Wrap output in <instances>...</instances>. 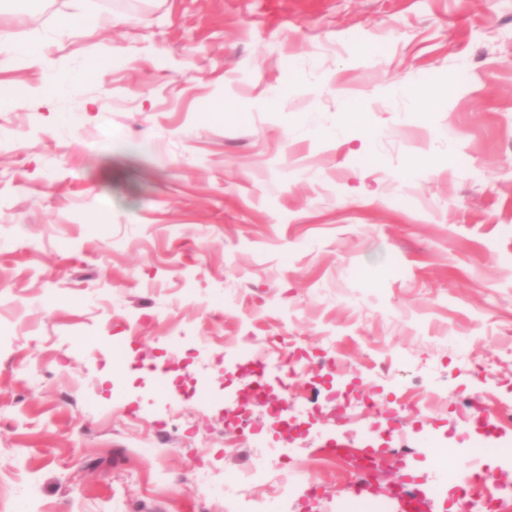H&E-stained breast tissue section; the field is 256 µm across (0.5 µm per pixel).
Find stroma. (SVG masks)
Returning <instances> with one entry per match:
<instances>
[{
    "mask_svg": "<svg viewBox=\"0 0 512 512\" xmlns=\"http://www.w3.org/2000/svg\"><path fill=\"white\" fill-rule=\"evenodd\" d=\"M0 29L43 42L0 64V512H396L409 479L448 512L477 448L512 483V427L474 421L512 402V0H0ZM270 336L301 401L274 367L247 393ZM418 384L444 407L396 410ZM330 443L399 458L359 501ZM259 445L290 456L226 498ZM88 73V69L76 73L71 71L51 72L46 75L45 85L48 89L47 102L54 96L76 92Z\"/></svg>",
    "mask_w": 512,
    "mask_h": 512,
    "instance_id": "35a3bbf8",
    "label": "stroma"
}]
</instances>
